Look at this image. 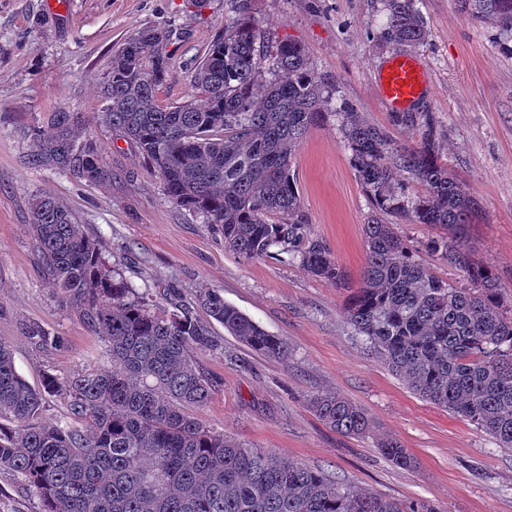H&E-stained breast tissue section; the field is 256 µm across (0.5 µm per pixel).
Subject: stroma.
I'll return each mask as SVG.
<instances>
[{"mask_svg": "<svg viewBox=\"0 0 512 512\" xmlns=\"http://www.w3.org/2000/svg\"><path fill=\"white\" fill-rule=\"evenodd\" d=\"M416 7L427 38L413 54L427 90L411 110L432 113L443 133L442 162L478 203L465 244L492 268L503 310L512 314V54L498 28L467 20L457 0H416ZM245 10L273 39L304 45L335 86L329 119L308 132L293 168L311 232L347 274L348 288L296 263L225 252L216 228L169 202L158 172L102 123L86 125L79 139L97 145L111 180L90 183L24 164L30 131L46 127L51 112L102 110L98 87L127 37L146 27L168 31L173 60L157 97L172 106L195 93L199 60ZM385 24L382 0H61L57 7L0 0V342L12 349L17 372L37 387L45 374L67 377L107 363L98 337L42 274L27 224L31 197L47 194L75 213L108 264H119L131 287L150 291L158 308L171 289L187 298L213 290L287 341L288 358L267 357L215 325L223 349L195 354L218 382L194 411L205 425L405 506L512 512V449L415 394L353 337L344 314L349 288L361 282L372 206L335 111L346 102L397 142L419 138L380 100L378 74L393 52L381 37ZM398 231L437 277L460 284L459 271L425 247L445 228L403 224ZM30 323L61 336L63 346H32ZM321 392L362 407L368 434L325 426L308 404ZM389 439L407 448L412 467L383 457L380 445Z\"/></svg>", "mask_w": 512, "mask_h": 512, "instance_id": "stroma-1", "label": "stroma"}]
</instances>
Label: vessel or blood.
Here are the masks:
<instances>
[{
	"label": "vessel or blood",
	"mask_w": 512,
	"mask_h": 512,
	"mask_svg": "<svg viewBox=\"0 0 512 512\" xmlns=\"http://www.w3.org/2000/svg\"><path fill=\"white\" fill-rule=\"evenodd\" d=\"M421 62L405 53H394L379 73V91L387 107L401 111L415 103L426 90Z\"/></svg>",
	"instance_id": "b4317fda"
}]
</instances>
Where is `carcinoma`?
I'll return each instance as SVG.
<instances>
[{"instance_id": "carcinoma-1", "label": "carcinoma", "mask_w": 512, "mask_h": 512, "mask_svg": "<svg viewBox=\"0 0 512 512\" xmlns=\"http://www.w3.org/2000/svg\"><path fill=\"white\" fill-rule=\"evenodd\" d=\"M465 18L512 33V0H457ZM385 42L422 44L427 30L415 0H385ZM167 35L145 28L112 56L97 119L134 145L161 174L166 198L222 231L224 250L246 261L298 262L343 287L347 276L326 244L313 236L302 210L293 158L310 129L328 117L333 84L313 67L300 43H269L248 13L224 27L195 76L200 95L162 106L157 90L171 66ZM337 116L357 177L374 215L364 225L366 265L345 303L346 317L373 352L422 398L512 448V316L503 312L492 269L472 259L461 229L475 201L440 161L442 134L428 114L414 144L394 141L344 103ZM85 112L60 110L48 129L30 134L25 164L79 180L112 178L102 153L78 142ZM406 172L423 188L409 196ZM29 232L49 282L78 309L104 343L110 366L71 377H43L31 387L0 343V471L22 478L40 500L39 512H436L406 508L355 491L285 456L248 448L201 423L190 409L205 406L217 381L194 359L221 347L211 321L251 350L288 356V343L219 293L186 300L169 292L158 312L150 293L130 287L106 265L99 244L54 198L34 196ZM440 225L454 235L433 237L426 249L459 269L468 282L435 277L388 223ZM203 309L211 321L195 315ZM30 342L53 347L62 338L27 327ZM67 401L75 425L41 419L45 396ZM328 427L363 436L370 417L334 393L310 398ZM398 467L412 458L398 442L380 446Z\"/></svg>"}]
</instances>
